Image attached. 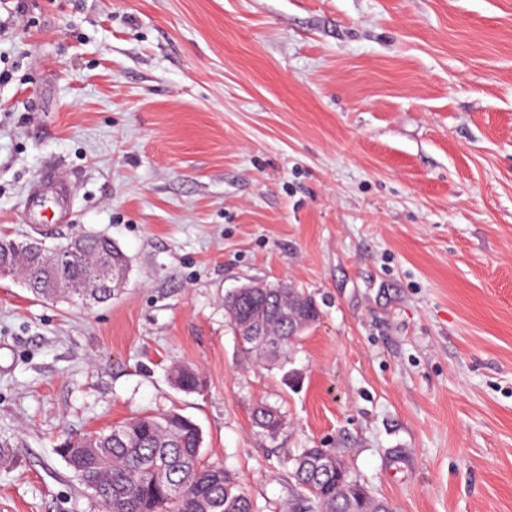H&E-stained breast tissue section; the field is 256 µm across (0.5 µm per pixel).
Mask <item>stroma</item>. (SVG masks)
<instances>
[{"mask_svg": "<svg viewBox=\"0 0 512 512\" xmlns=\"http://www.w3.org/2000/svg\"><path fill=\"white\" fill-rule=\"evenodd\" d=\"M0 23V238L130 260L89 309L0 278V512H103L60 444L172 409L261 512L305 448L394 512H512V0H0ZM48 166L65 224L25 210ZM283 281L321 309L294 387L224 307ZM254 420L255 424L269 436H275L285 424L281 410L268 404H261L256 407Z\"/></svg>", "mask_w": 512, "mask_h": 512, "instance_id": "35a3bbf8", "label": "stroma"}]
</instances>
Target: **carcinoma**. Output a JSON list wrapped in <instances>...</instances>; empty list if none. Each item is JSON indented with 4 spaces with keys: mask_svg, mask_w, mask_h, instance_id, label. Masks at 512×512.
Returning <instances> with one entry per match:
<instances>
[{
    "mask_svg": "<svg viewBox=\"0 0 512 512\" xmlns=\"http://www.w3.org/2000/svg\"><path fill=\"white\" fill-rule=\"evenodd\" d=\"M62 249L68 253L67 263L49 270L42 242L0 240V254L16 262L20 280L35 297L88 308L111 301L112 266L127 269L125 253L110 238L92 234ZM224 306L234 327L249 316L258 322L261 335L240 339L243 355L282 365L294 347L293 324L321 317L315 300L286 282L254 288L248 299L235 289L224 297ZM173 382L184 392L201 386L199 374L188 366L174 370ZM254 420L269 436L285 424L281 410L268 404L256 407ZM202 443L196 423L169 411L68 440L60 452L81 485L110 512H258L233 473L202 462ZM290 461L296 485L308 493L304 512H393L326 448H305Z\"/></svg>",
    "mask_w": 512,
    "mask_h": 512,
    "instance_id": "cac0c4a2",
    "label": "carcinoma"
}]
</instances>
